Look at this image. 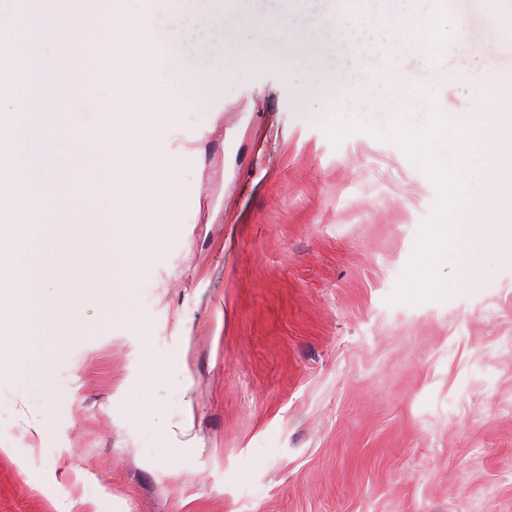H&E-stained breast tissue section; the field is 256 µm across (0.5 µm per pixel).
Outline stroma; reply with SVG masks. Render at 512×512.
I'll use <instances>...</instances> for the list:
<instances>
[{
	"mask_svg": "<svg viewBox=\"0 0 512 512\" xmlns=\"http://www.w3.org/2000/svg\"><path fill=\"white\" fill-rule=\"evenodd\" d=\"M161 14L187 70L223 55L219 119L177 113V205L133 276L129 311L84 302L49 381L0 376V512H512V242L478 287L392 304L436 199L395 144L332 143L331 114L381 120L384 63L469 111L512 89V33L472 17L433 61L378 33L367 54L283 57L289 26L322 39L344 0H204ZM253 64H246V57ZM316 94L301 97L303 87ZM158 376L133 389V343Z\"/></svg>",
	"mask_w": 512,
	"mask_h": 512,
	"instance_id": "35a3bbf8",
	"label": "stroma"
}]
</instances>
